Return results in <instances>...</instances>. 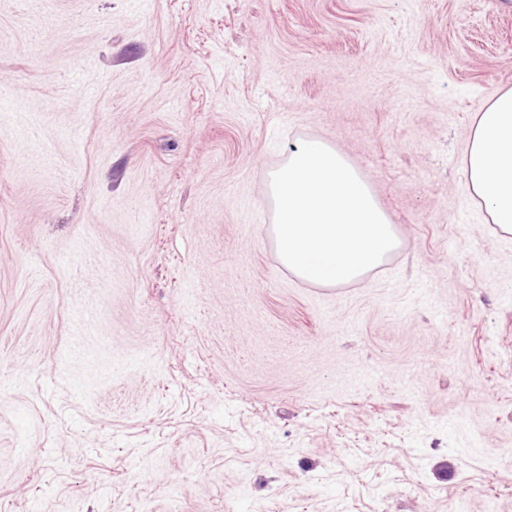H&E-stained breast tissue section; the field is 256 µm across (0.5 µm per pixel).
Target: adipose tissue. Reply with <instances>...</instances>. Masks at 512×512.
<instances>
[{
    "label": "adipose tissue",
    "instance_id": "obj_1",
    "mask_svg": "<svg viewBox=\"0 0 512 512\" xmlns=\"http://www.w3.org/2000/svg\"><path fill=\"white\" fill-rule=\"evenodd\" d=\"M464 172L491 223L512 233V89L477 115Z\"/></svg>",
    "mask_w": 512,
    "mask_h": 512
}]
</instances>
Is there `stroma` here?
Here are the masks:
<instances>
[{
  "instance_id": "obj_1",
  "label": "stroma",
  "mask_w": 512,
  "mask_h": 512,
  "mask_svg": "<svg viewBox=\"0 0 512 512\" xmlns=\"http://www.w3.org/2000/svg\"><path fill=\"white\" fill-rule=\"evenodd\" d=\"M0 512H512V235L464 175L512 0L0 6ZM398 248L263 221L300 142Z\"/></svg>"
}]
</instances>
